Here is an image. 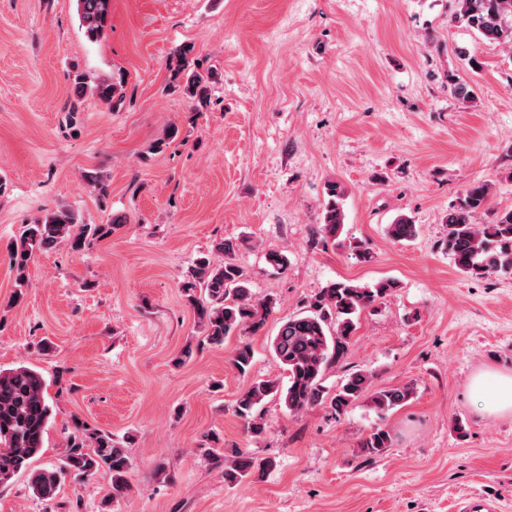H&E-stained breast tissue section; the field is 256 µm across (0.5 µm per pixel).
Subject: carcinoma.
Listing matches in <instances>:
<instances>
[{
    "mask_svg": "<svg viewBox=\"0 0 512 512\" xmlns=\"http://www.w3.org/2000/svg\"><path fill=\"white\" fill-rule=\"evenodd\" d=\"M455 19L475 31L483 41L512 48V0H457ZM111 0H76L81 27L90 41L99 40L105 33ZM175 76L185 75L184 93L205 104L210 99L211 73L199 71L194 47L183 45L175 53ZM122 82L102 80L95 84L94 93L110 102L121 92ZM491 187L479 183L468 187L448 210L445 224L448 233L441 241L456 269L476 278L512 274V209L497 213L493 222L481 224L478 217L487 210ZM319 233L324 241L336 240L343 231L345 214L342 207L344 189L337 182L326 186ZM118 221L106 225L79 223L75 212L58 208L22 226L15 250L10 252V265L15 284L27 285L29 263L37 253L49 252L66 243L74 251L85 247L88 238L112 232ZM419 227L405 215L387 225L388 237L397 243L410 242L418 236ZM233 244L220 241L213 253L216 262L208 257L196 260L189 269L182 290L192 305L197 324L204 339L212 344L241 330L254 333L263 328L271 312V302L253 299L243 269L231 254ZM397 287L391 279L373 285L351 280L329 283L308 302L307 310L284 320L273 338L272 350L288 371V384L276 380H260L239 396L234 412L254 437L264 434L261 411L265 402L277 398L290 413H301L326 406L342 414L364 396H370L372 408L386 412L405 405L413 396V387L396 388L368 393L370 373L357 370L348 374L335 392L323 385L328 366L346 358L357 330L358 318L368 307L385 298ZM253 360L250 344H240L232 363L245 375ZM51 415L45 397L43 376L28 366L0 369V484H6L26 468L43 447V436ZM392 446V437L382 427L372 429L362 448L381 455ZM212 463L222 468L224 482L236 486L257 468L271 469L267 460L257 463L249 453L239 450L228 458L219 439L204 449ZM130 468L124 448L112 434L91 428L84 423L74 424L66 440L61 465L57 469L39 470L31 474L33 494L41 500L55 498L62 475L74 473L90 477L102 469L112 475L113 496L120 495L127 485Z\"/></svg>",
    "mask_w": 512,
    "mask_h": 512,
    "instance_id": "carcinoma-1",
    "label": "carcinoma"
}]
</instances>
